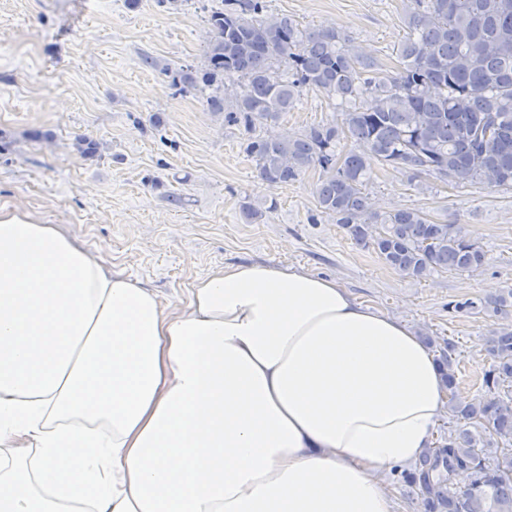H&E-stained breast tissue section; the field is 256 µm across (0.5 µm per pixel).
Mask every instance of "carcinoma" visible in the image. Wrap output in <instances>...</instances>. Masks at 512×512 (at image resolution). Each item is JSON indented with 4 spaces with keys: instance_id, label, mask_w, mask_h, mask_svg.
Instances as JSON below:
<instances>
[{
    "instance_id": "obj_1",
    "label": "carcinoma",
    "mask_w": 512,
    "mask_h": 512,
    "mask_svg": "<svg viewBox=\"0 0 512 512\" xmlns=\"http://www.w3.org/2000/svg\"><path fill=\"white\" fill-rule=\"evenodd\" d=\"M407 34L392 75L374 70L351 38L334 26L303 28L286 16L264 14V0H224L209 14L205 65L187 76L224 88L239 76L242 93L208 100L247 128L277 122L305 89L342 113L341 125H318L296 138L256 139L247 151L259 176L285 186L306 168L323 170L317 203L358 245L373 248L390 267L421 279L436 270L473 272L487 263L482 246L458 224L432 221L418 209L370 211L363 189L372 156L412 178L434 175L458 184L512 189V0H412ZM356 148L336 155V141ZM453 313L512 316V289L464 296ZM492 363L483 374L484 398L450 402L454 417L481 425L482 433L449 434L418 479L438 507L443 487L458 471L471 473L461 491H448V512H512V324L489 340ZM453 342L441 363L454 392ZM502 443L486 464L483 449Z\"/></svg>"
}]
</instances>
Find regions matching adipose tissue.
Masks as SVG:
<instances>
[{"label": "adipose tissue", "instance_id": "1", "mask_svg": "<svg viewBox=\"0 0 512 512\" xmlns=\"http://www.w3.org/2000/svg\"><path fill=\"white\" fill-rule=\"evenodd\" d=\"M446 412L422 338L336 279L230 265L185 311L0 206V512H395Z\"/></svg>", "mask_w": 512, "mask_h": 512}]
</instances>
